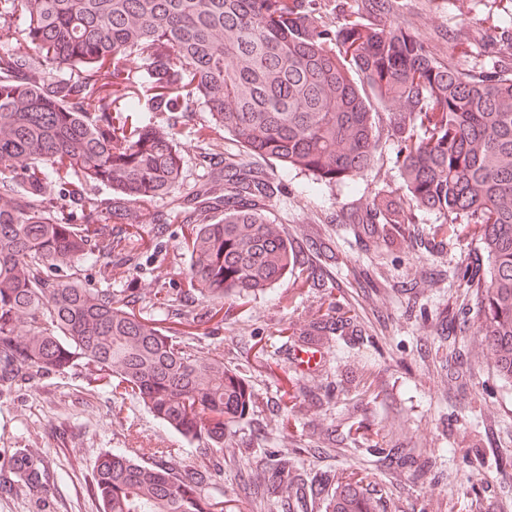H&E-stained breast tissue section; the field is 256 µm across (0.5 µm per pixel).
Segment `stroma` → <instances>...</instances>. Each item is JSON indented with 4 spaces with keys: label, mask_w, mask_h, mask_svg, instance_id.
Returning <instances> with one entry per match:
<instances>
[{
    "label": "stroma",
    "mask_w": 512,
    "mask_h": 512,
    "mask_svg": "<svg viewBox=\"0 0 512 512\" xmlns=\"http://www.w3.org/2000/svg\"><path fill=\"white\" fill-rule=\"evenodd\" d=\"M401 13L434 52L445 54L448 33L467 51L463 71L487 70L503 55L493 42L495 25L512 15V0H400ZM202 107L184 113L178 142L183 178L177 196L194 192L228 155L280 182L268 209L299 252L301 261L328 277L327 289L291 275L272 292L234 300L223 327L190 325L197 345L243 368L263 402L260 413L240 423L242 447L224 468L219 496L224 512H283L280 497H259L251 476L265 469L270 452L288 457L305 480L321 473L361 481L386 512H512V386L496 373L497 359L481 332L480 297L460 287L459 266L482 259L478 237L457 234L426 209L393 240L373 225L352 223L375 196L404 193L397 145L382 136L374 164L352 183H315L312 175L244 154L232 136L213 132L219 145L206 155L195 131L207 123ZM177 196L157 199L152 209L169 212ZM183 225L143 224L138 239L142 267L133 277L113 278V288L148 293L163 277L172 293L187 287L185 271L169 259L182 251ZM335 309L351 326L318 346L315 363L303 369L293 358L292 333L311 318ZM454 315L452 332L441 324ZM17 448L42 452L50 472V502L40 510L24 496L0 495V512H101L92 492L100 452L120 448H167L183 468L198 462V443L171 433L132 396L108 380L89 379L82 367L42 378L0 397V480L12 481L6 461ZM382 448H412L434 457L427 472H390ZM452 456H443V449Z\"/></svg>",
    "instance_id": "1"
}]
</instances>
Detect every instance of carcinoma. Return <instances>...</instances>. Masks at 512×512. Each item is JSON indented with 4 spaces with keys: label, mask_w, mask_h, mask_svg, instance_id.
<instances>
[{
    "label": "carcinoma",
    "mask_w": 512,
    "mask_h": 512,
    "mask_svg": "<svg viewBox=\"0 0 512 512\" xmlns=\"http://www.w3.org/2000/svg\"><path fill=\"white\" fill-rule=\"evenodd\" d=\"M399 0H368L327 22L320 0H0V394L81 366L131 391L166 427L205 441L209 456L183 469L167 448L136 459L105 450L92 485L102 512H215L210 455L224 432L259 410L244 374L170 335L191 311L156 280L140 308L132 291L91 288L85 265L112 279L138 269V225L182 180L178 119L196 104L248 153L311 173L354 180L372 167L380 125L371 105L395 112L407 198L379 196L369 223L382 237L406 208L478 230L484 267L457 279L481 290L483 336L512 382V65L463 73L465 42L436 56L401 19ZM109 187L96 195L91 188ZM280 184L224 160L166 220L186 227L189 294L218 319L225 300L265 292L297 264L268 223ZM320 317L300 336L316 346L337 332ZM18 490L47 493L45 458L17 448ZM269 490L294 489L275 459ZM323 512H380L358 481L324 474L311 488Z\"/></svg>",
    "instance_id": "obj_1"
}]
</instances>
